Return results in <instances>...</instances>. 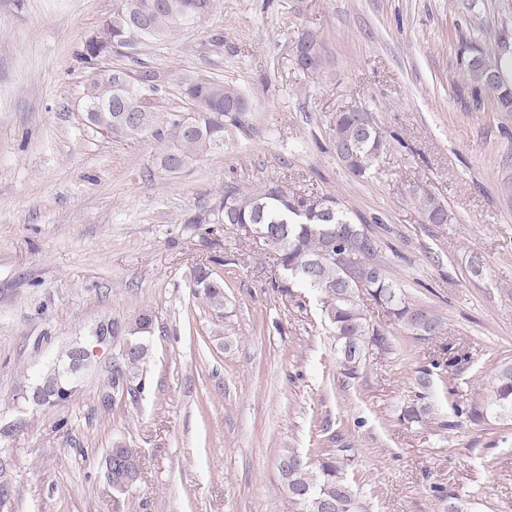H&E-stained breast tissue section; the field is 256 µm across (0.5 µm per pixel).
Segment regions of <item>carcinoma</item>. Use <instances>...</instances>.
Listing matches in <instances>:
<instances>
[{
	"label": "carcinoma",
	"instance_id": "obj_1",
	"mask_svg": "<svg viewBox=\"0 0 512 512\" xmlns=\"http://www.w3.org/2000/svg\"><path fill=\"white\" fill-rule=\"evenodd\" d=\"M215 0H115L112 11V39L116 46L128 49L126 56L144 44L192 29L193 15L201 6L213 10ZM298 38L295 52H310L316 68L323 66L319 47ZM467 79L476 94H485L497 101L502 109L512 112V58H502L475 43L470 47L466 65ZM152 73L150 69H114L98 72L90 81L85 100L93 110L98 127L96 133L110 139L145 140L149 137L162 143L172 139L156 159L163 169L175 159L191 160L224 146L229 128H240L247 115V100L234 85L207 78L195 72L174 75L177 90L186 104L200 103L214 111V120L204 132H194L182 124V113L161 112L153 98L154 91L144 88ZM138 112L140 123H128L114 128L119 112ZM365 111L359 107L336 115L331 136L334 146H350L355 153L346 169L355 177L368 174L387 143L378 131H366L360 122ZM413 202L429 224L448 221V209L421 187L410 189ZM316 196L284 192L277 182H268L258 189H243L236 185L224 187L211 206L188 215L187 224H205L211 234L213 224L268 225L265 245L275 254L279 266L288 269L287 283H272V287L288 296L295 287L314 290L321 303L338 344L339 362L349 379L359 377L363 360L371 352L387 353L392 348L390 334L383 326L370 321L362 302L369 298L383 308L397 325L413 332L419 339L439 334L440 318L430 310L414 304L404 290L387 276L380 258L377 241L360 227L350 211L342 208L335 197L327 200L330 210L313 206ZM336 254L350 262L345 271L339 261L328 258ZM193 287L197 295L213 310L224 308V279L209 265L193 271ZM147 348L143 342L131 344L123 364L114 368L112 388L123 387L127 378L136 377L144 363ZM430 413V406L412 402L404 406L400 420L420 422ZM467 416L474 422L490 418H512V365L497 368L491 395L467 405ZM108 458L114 462L109 475L112 488L127 490L119 483L124 471H141V458L134 448H112ZM346 462L331 454L310 463L292 448L282 451L278 467L285 468L282 481L288 493L290 512H314L318 501L339 504L336 512H362L361 505L345 477Z\"/></svg>",
	"mask_w": 512,
	"mask_h": 512
}]
</instances>
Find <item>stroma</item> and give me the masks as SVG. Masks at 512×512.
<instances>
[{
    "label": "stroma",
    "instance_id": "stroma-1",
    "mask_svg": "<svg viewBox=\"0 0 512 512\" xmlns=\"http://www.w3.org/2000/svg\"><path fill=\"white\" fill-rule=\"evenodd\" d=\"M113 3L0 0V512H289L285 448L344 457L365 512H447L452 497L461 512H512V421L462 412L512 364V112L476 97L465 72L471 39L493 52L495 32H512V0H216L193 30L89 66L84 42ZM304 33L321 45L319 72L296 63ZM142 67L237 86L245 125L176 173L154 140L86 131L94 71ZM355 106L388 143L363 177L331 141ZM270 180L338 198L441 334L391 326L392 350L342 375L315 293L280 295L281 269L249 228L184 221L226 185ZM413 186L447 206V223L423 220ZM213 257L218 313L191 288ZM145 310L144 388L113 396ZM106 320L112 341L72 394L25 402ZM452 354L454 373L432 369ZM420 394L430 415L401 422ZM126 446L143 474L117 492L106 455ZM59 379L60 372L55 367L47 369L39 376V382L42 385H53ZM42 385H37L33 389L26 391L23 395L24 400L36 407L47 405L43 403Z\"/></svg>",
    "mask_w": 512,
    "mask_h": 512
}]
</instances>
